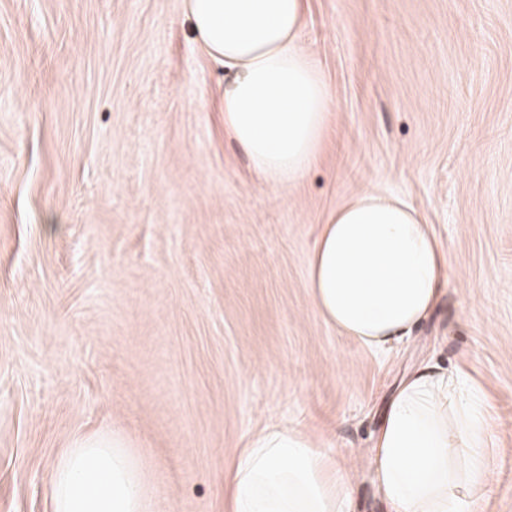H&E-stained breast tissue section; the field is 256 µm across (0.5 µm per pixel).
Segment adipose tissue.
<instances>
[{"mask_svg": "<svg viewBox=\"0 0 512 512\" xmlns=\"http://www.w3.org/2000/svg\"><path fill=\"white\" fill-rule=\"evenodd\" d=\"M201 48L223 62L224 128L275 185L317 161L331 94L298 31L305 0H185ZM450 252L423 215L395 196L351 199L320 224L309 288L321 316L363 346L408 340L434 309ZM480 400L457 369L430 362L400 384L370 457L384 512H472L493 471ZM149 475L120 434L76 438L60 459L52 512H152ZM344 460L305 430L267 424L224 473L227 512H351Z\"/></svg>", "mask_w": 512, "mask_h": 512, "instance_id": "1", "label": "adipose tissue"}]
</instances>
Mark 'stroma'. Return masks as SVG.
I'll list each match as a JSON object with an SVG mask.
<instances>
[{
    "label": "stroma",
    "instance_id": "obj_1",
    "mask_svg": "<svg viewBox=\"0 0 512 512\" xmlns=\"http://www.w3.org/2000/svg\"><path fill=\"white\" fill-rule=\"evenodd\" d=\"M298 40L331 124L282 188L225 135L227 75L184 0H0V512H51L63 451L116 428L159 512H224L272 421L323 434L357 512H381L372 434L430 358L485 406L476 512H512V0H308ZM367 191L451 254L392 353L310 298L319 224Z\"/></svg>",
    "mask_w": 512,
    "mask_h": 512
}]
</instances>
